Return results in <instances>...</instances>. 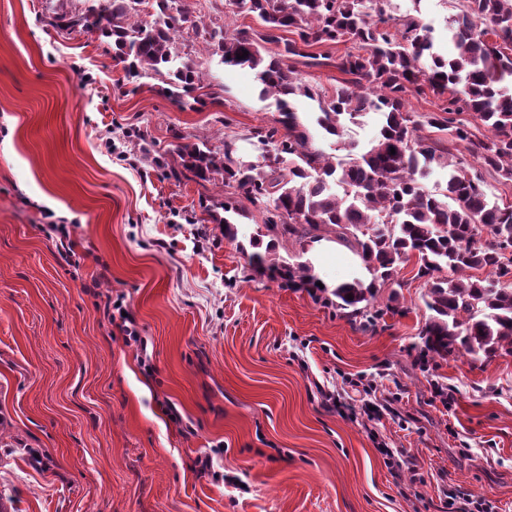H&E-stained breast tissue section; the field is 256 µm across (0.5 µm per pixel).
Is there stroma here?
<instances>
[{"label":"stroma","instance_id":"stroma-1","mask_svg":"<svg viewBox=\"0 0 512 512\" xmlns=\"http://www.w3.org/2000/svg\"><path fill=\"white\" fill-rule=\"evenodd\" d=\"M85 7L0 0V512H449L461 492L512 512V355L425 352L413 259L365 324L254 270L212 220L220 186L169 181L156 160L177 131L253 155L273 99L200 38L189 57L224 103L180 108L96 35L52 27ZM276 250L330 286L361 272L338 242ZM101 273L151 370L97 307ZM365 382L391 411L363 415Z\"/></svg>","mask_w":512,"mask_h":512}]
</instances>
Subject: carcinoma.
Here are the masks:
<instances>
[{"mask_svg": "<svg viewBox=\"0 0 512 512\" xmlns=\"http://www.w3.org/2000/svg\"><path fill=\"white\" fill-rule=\"evenodd\" d=\"M224 6L254 14L261 29L194 23L188 33L184 0H92L80 13L54 17L52 26L112 40L113 58L129 78L163 76L166 96L191 109L217 102L219 93L203 91L179 42L209 37L222 64L254 72L260 96L275 97L279 118L250 131L267 147L253 160L238 154L235 136L213 148L205 140L184 143L173 132L177 159L163 162L164 176L178 183L221 179L224 216L213 220L224 225V238L248 253L252 267L290 283L316 287L313 264L288 262L263 238L292 239L304 252L330 234L346 244L370 281L356 277L322 291H331L351 319L365 315L377 285L402 287L400 266L417 258L430 311L424 348L440 357L511 355L512 205L491 199L470 164L418 131L448 132L454 147L512 183V0H465L448 21L453 52L446 57L418 15L394 16L388 0H224ZM341 43L352 47L335 57L313 51ZM245 51L246 58H237ZM296 58L333 66L345 78L324 98L298 77ZM428 91L441 101L438 111H410L407 96ZM303 98L318 101V125L339 139L346 124L380 115L370 146L347 150L341 163L316 148L296 112ZM463 113L471 119H458ZM434 166L447 174L432 191L419 179ZM257 214L262 223L245 245L239 226Z\"/></svg>", "mask_w": 512, "mask_h": 512, "instance_id": "carcinoma-1", "label": "carcinoma"}]
</instances>
